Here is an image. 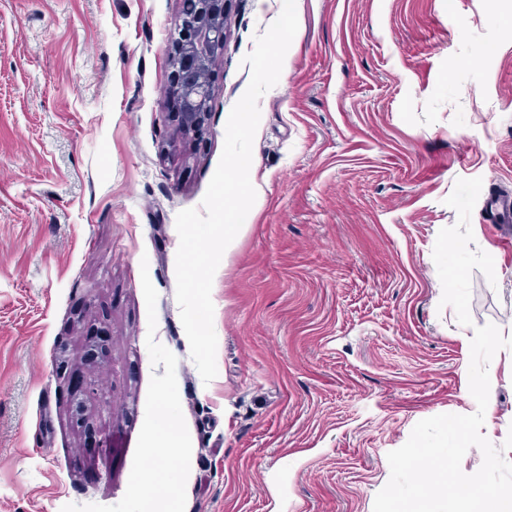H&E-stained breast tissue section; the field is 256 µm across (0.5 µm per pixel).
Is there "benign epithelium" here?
Segmentation results:
<instances>
[{"label":"benign epithelium","mask_w":512,"mask_h":512,"mask_svg":"<svg viewBox=\"0 0 512 512\" xmlns=\"http://www.w3.org/2000/svg\"><path fill=\"white\" fill-rule=\"evenodd\" d=\"M179 36L173 43L172 115L186 133L205 128L211 111L210 72L224 55L232 0H180Z\"/></svg>","instance_id":"7a95c632"}]
</instances>
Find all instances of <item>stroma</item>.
<instances>
[{
	"label": "stroma",
	"mask_w": 512,
	"mask_h": 512,
	"mask_svg": "<svg viewBox=\"0 0 512 512\" xmlns=\"http://www.w3.org/2000/svg\"><path fill=\"white\" fill-rule=\"evenodd\" d=\"M259 100L256 200L211 297L203 383L176 300L244 57L281 0H233L200 136L169 112L179 0H0V512H373L419 421L475 412L474 327L512 334V0H295ZM496 283L471 325L432 252L457 179ZM481 429L512 431V349ZM181 447L148 478L161 397Z\"/></svg>",
	"instance_id": "obj_1"
}]
</instances>
